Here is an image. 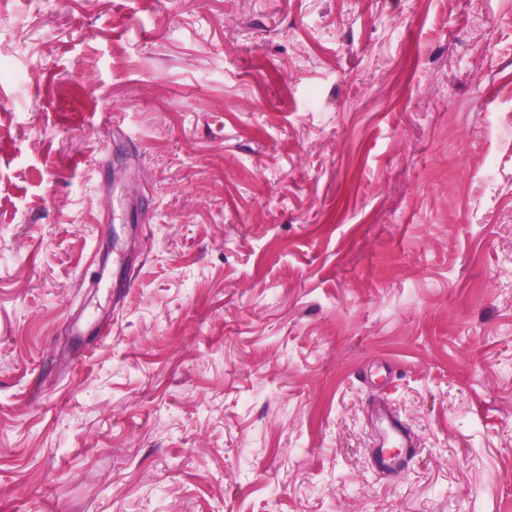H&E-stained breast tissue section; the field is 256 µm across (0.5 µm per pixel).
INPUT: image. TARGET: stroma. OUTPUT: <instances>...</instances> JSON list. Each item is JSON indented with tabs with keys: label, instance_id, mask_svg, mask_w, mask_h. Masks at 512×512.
Returning a JSON list of instances; mask_svg holds the SVG:
<instances>
[{
	"label": "stroma",
	"instance_id": "1",
	"mask_svg": "<svg viewBox=\"0 0 512 512\" xmlns=\"http://www.w3.org/2000/svg\"><path fill=\"white\" fill-rule=\"evenodd\" d=\"M0 512H512V0H0ZM91 290L100 291V290H106V298L110 301L113 299V301H116L120 293L112 288H129V284L127 279L120 280L116 278L114 282V274L112 272V288H111V282L109 273L107 271L106 266H99L98 270L95 272V274L89 279L87 287ZM376 418L381 425L383 436L402 448L397 455L380 453L377 456V465L386 472H398L401 469L404 453L409 448H416V443L411 438L401 418L394 412L386 401H381L376 408Z\"/></svg>",
	"mask_w": 512,
	"mask_h": 512
}]
</instances>
